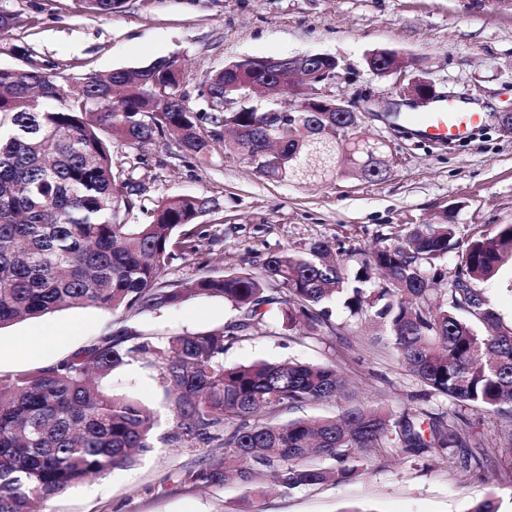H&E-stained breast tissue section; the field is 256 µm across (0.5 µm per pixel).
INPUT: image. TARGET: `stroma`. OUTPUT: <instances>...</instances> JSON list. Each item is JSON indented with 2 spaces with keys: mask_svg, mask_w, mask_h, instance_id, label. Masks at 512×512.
<instances>
[{
  "mask_svg": "<svg viewBox=\"0 0 512 512\" xmlns=\"http://www.w3.org/2000/svg\"><path fill=\"white\" fill-rule=\"evenodd\" d=\"M19 23L0 34V66L55 70L70 76L136 69L177 57L191 108H199L209 77L244 58L328 54L340 63L326 95L355 105L361 137L391 145L397 157L381 179L344 173L326 180L272 181L226 154L223 140L206 158L186 157L178 141L159 138L114 149V164L135 166L147 202L176 195L215 199L202 217L203 249L175 260L171 280H191L251 263L254 252L283 246L306 248L327 241L358 271L373 248L395 242L412 224L455 226L454 248L442 266L453 271L463 247L478 234L512 224V134L501 126L512 114V0H127L121 11L90 15L76 0H0ZM22 46L26 56L12 54ZM378 50L408 59V76L427 77L438 98L480 106L483 125L448 144L411 132L402 118L414 106L398 76L380 77L366 58ZM320 335L305 329L281 335L280 316L266 314L267 334L226 350L228 366L257 359L336 361L353 399L394 413L430 412L465 420L473 443L488 448L491 463L478 477L457 461L414 459L381 448L364 474L336 485L284 494L245 496L229 480L195 490L177 474L201 460L221 459L217 443L171 447L173 430L161 370L151 358L129 360L114 372L112 388L158 412L153 446L136 462L79 483L43 502L40 512H466L488 496L512 512V404L487 413L439 396H424L388 336L377 325L328 306ZM233 312L222 298L196 296L159 312L122 315L98 307L69 308L0 329V376L31 371L109 335L120 325L141 330L152 342L222 326ZM58 330L53 347L33 337Z\"/></svg>",
  "mask_w": 512,
  "mask_h": 512,
  "instance_id": "1",
  "label": "stroma"
}]
</instances>
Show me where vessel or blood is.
Masks as SVG:
<instances>
[{
  "label": "vessel or blood",
  "mask_w": 512,
  "mask_h": 512,
  "mask_svg": "<svg viewBox=\"0 0 512 512\" xmlns=\"http://www.w3.org/2000/svg\"><path fill=\"white\" fill-rule=\"evenodd\" d=\"M482 121L481 112L464 108L451 98L439 101L425 117L411 119L420 135L440 142L464 139L479 129Z\"/></svg>",
  "instance_id": "obj_1"
}]
</instances>
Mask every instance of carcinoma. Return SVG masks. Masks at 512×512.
I'll return each instance as SVG.
<instances>
[{"label": "carcinoma", "mask_w": 512, "mask_h": 512, "mask_svg": "<svg viewBox=\"0 0 512 512\" xmlns=\"http://www.w3.org/2000/svg\"><path fill=\"white\" fill-rule=\"evenodd\" d=\"M110 14L126 0H77ZM210 77L197 111L181 90L174 58L106 76H64L0 67V328L63 307L114 312L161 311L192 296L224 299L235 316L209 330L159 343L119 328L57 362L0 379V512H33V503L131 463L152 447L154 415L108 385L114 370L137 355L161 369L171 401L177 447L223 440L241 461L235 477L247 493L269 475L280 491L341 483L360 475L372 448H399L413 457L446 456L466 447L462 427L416 414L397 416L377 404L339 409L333 417L280 419L283 411L336 400L345 391L332 362L255 361L224 366V350L257 334L265 313L280 312L283 330L316 331L325 305L345 297L350 313L386 327L407 371L428 393L499 412L512 401V326L501 322L477 284L512 261V224L470 241L454 280L445 273L454 225L413 224L396 242L375 250L351 275L327 242L284 246L249 267L217 276L168 281L175 259L195 257L206 239L196 220L212 200L190 195L142 203L135 169L112 162L114 145H139L175 133L198 159L209 135L229 128V155L271 180L326 179L349 170L379 180L389 168L385 144L328 139L347 126L344 112H294L285 133L269 130L264 112H227L254 81L247 62ZM303 81L283 70L270 85L305 100ZM212 127L206 134L205 125ZM333 461L323 467L315 458ZM226 477L210 462L178 475L205 489Z\"/></svg>", "instance_id": "carcinoma-1"}]
</instances>
